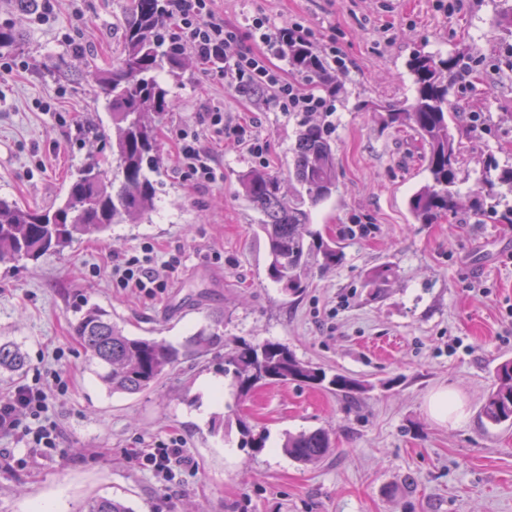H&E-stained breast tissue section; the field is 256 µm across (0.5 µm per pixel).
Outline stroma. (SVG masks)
Masks as SVG:
<instances>
[{
	"mask_svg": "<svg viewBox=\"0 0 512 512\" xmlns=\"http://www.w3.org/2000/svg\"><path fill=\"white\" fill-rule=\"evenodd\" d=\"M130 0H59L38 24L33 0H0V26L19 37L0 60L26 69L0 84V197L47 206L65 194L76 166L109 151L87 136L110 127L92 68L121 48ZM254 45L251 21L301 24L341 89L331 112H282L265 95L245 96L207 76L190 53L165 74L174 107L156 119L160 165L155 210L35 261L0 263V341L25 365L0 369V397L27 384L45 391L40 417L20 413L22 432L0 435V512H35L57 501L78 512L93 496L135 512H512V425H490L481 408L495 368L512 359V223L476 205L491 162L512 165V37L492 32L491 0H212ZM470 49L480 80L462 74L450 91L461 110L454 130L462 163L458 206L414 223L410 195L427 179L425 148L407 127H385L368 103L412 100L406 67L418 50ZM50 100L53 111L38 109ZM248 121L268 143L259 163L231 143L210 148L224 173L205 190L184 178L176 132L204 107ZM329 128L337 189L311 224L341 246L344 260L313 270L303 295L266 276L259 213L242 192L243 172L287 175L290 149L309 120ZM155 247L166 286L147 298L112 285V260ZM178 257L175 269L165 268ZM393 270L383 290L369 284ZM131 336L173 343L221 319L224 347L168 370L152 388L111 392L73 332L89 308ZM278 342L300 360L364 381L351 394L297 381L236 397L224 353L240 343ZM453 390L463 420L442 425L428 397ZM266 431L262 450L243 429ZM55 447L35 445L40 429ZM323 428L332 448L301 463L286 434ZM179 440L187 459L166 481L132 456Z\"/></svg>",
	"mask_w": 512,
	"mask_h": 512,
	"instance_id": "1",
	"label": "stroma"
}]
</instances>
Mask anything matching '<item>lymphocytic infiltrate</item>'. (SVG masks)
<instances>
[{
    "label": "lymphocytic infiltrate",
    "mask_w": 512,
    "mask_h": 512,
    "mask_svg": "<svg viewBox=\"0 0 512 512\" xmlns=\"http://www.w3.org/2000/svg\"><path fill=\"white\" fill-rule=\"evenodd\" d=\"M166 9L177 28L173 46L181 51L191 50L205 64L209 75L237 90L249 87L269 93L283 112L327 111L326 97L304 91L296 80L271 66L267 52L244 46L238 27L215 15L211 0H167ZM209 138L234 141L259 160L267 149L253 125L226 122L220 109H206L196 123L179 129L176 142L182 174L201 187L214 184L223 176L205 144ZM143 252V257L135 256L113 265L112 280L118 287L147 294L162 287L163 282L153 267V245H145ZM42 400L41 391L17 386L9 398L0 400V432L17 431L20 411L38 413Z\"/></svg>",
    "instance_id": "1"
}]
</instances>
